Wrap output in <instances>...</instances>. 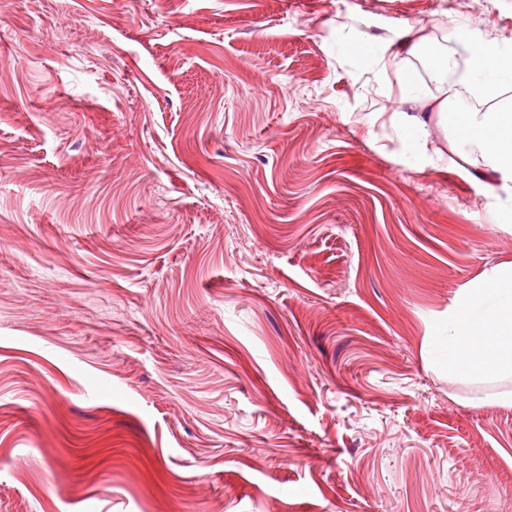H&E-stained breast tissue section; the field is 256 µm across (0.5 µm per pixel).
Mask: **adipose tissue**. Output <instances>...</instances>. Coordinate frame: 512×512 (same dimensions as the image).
<instances>
[{
    "mask_svg": "<svg viewBox=\"0 0 512 512\" xmlns=\"http://www.w3.org/2000/svg\"><path fill=\"white\" fill-rule=\"evenodd\" d=\"M348 51L363 55L368 69L386 85L396 87L404 101L417 100L443 118L457 90L449 84L451 69L462 68V82L484 97L496 98L512 88V41L466 38L463 60L431 49L422 24H408L382 44L347 42ZM426 55L429 75L438 85L435 96L424 94L409 68L411 58ZM462 134L467 144L462 163L481 166L492 178L488 193L512 195V101L487 110L464 113ZM431 357L447 368L450 378L464 385H495L493 401L512 405V263L497 266L474 282L457 314L449 318Z\"/></svg>",
    "mask_w": 512,
    "mask_h": 512,
    "instance_id": "obj_1",
    "label": "adipose tissue"
}]
</instances>
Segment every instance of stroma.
<instances>
[{
    "label": "stroma",
    "mask_w": 512,
    "mask_h": 512,
    "mask_svg": "<svg viewBox=\"0 0 512 512\" xmlns=\"http://www.w3.org/2000/svg\"><path fill=\"white\" fill-rule=\"evenodd\" d=\"M512 0H0V512H512L436 367L512 204L344 39ZM378 118H386L392 124L400 126V130L414 139L417 153L425 163L433 164L438 161L439 155L436 152H430L429 142L424 136L425 120L420 114H409L408 112H381ZM435 154L437 157H435Z\"/></svg>",
    "instance_id": "1"
}]
</instances>
